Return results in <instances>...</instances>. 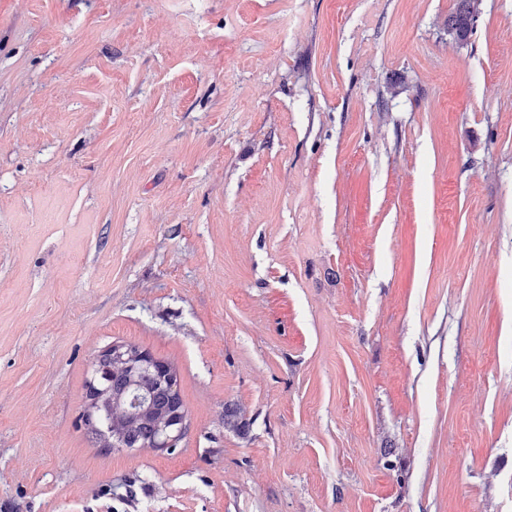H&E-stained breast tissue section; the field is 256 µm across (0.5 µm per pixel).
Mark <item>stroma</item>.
I'll use <instances>...</instances> for the list:
<instances>
[{"instance_id": "35a3bbf8", "label": "stroma", "mask_w": 512, "mask_h": 512, "mask_svg": "<svg viewBox=\"0 0 512 512\" xmlns=\"http://www.w3.org/2000/svg\"><path fill=\"white\" fill-rule=\"evenodd\" d=\"M455 6L0 0V512H512V0ZM115 344L174 452L90 439ZM457 7L448 19V33L463 41L472 31L480 13L481 0H457Z\"/></svg>"}]
</instances>
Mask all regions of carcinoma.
<instances>
[{
    "instance_id": "carcinoma-1",
    "label": "carcinoma",
    "mask_w": 512,
    "mask_h": 512,
    "mask_svg": "<svg viewBox=\"0 0 512 512\" xmlns=\"http://www.w3.org/2000/svg\"><path fill=\"white\" fill-rule=\"evenodd\" d=\"M481 0H457L448 19V33L463 41L472 31L480 13ZM123 354L103 352L97 367L104 370L102 388L112 404L109 421L84 416V423L96 439L109 447L108 434L118 436L125 448H149L160 436L163 421L174 411L184 408L179 388L152 368L132 369V356L138 348L122 346Z\"/></svg>"
}]
</instances>
